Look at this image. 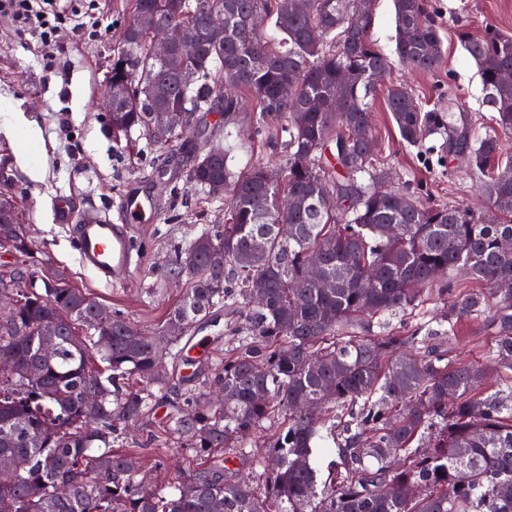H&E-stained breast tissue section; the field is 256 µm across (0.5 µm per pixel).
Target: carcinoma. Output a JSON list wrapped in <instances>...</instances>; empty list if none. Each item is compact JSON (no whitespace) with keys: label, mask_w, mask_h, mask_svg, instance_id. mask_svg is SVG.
<instances>
[{"label":"carcinoma","mask_w":512,"mask_h":512,"mask_svg":"<svg viewBox=\"0 0 512 512\" xmlns=\"http://www.w3.org/2000/svg\"><path fill=\"white\" fill-rule=\"evenodd\" d=\"M304 12L282 0H131L121 47L106 76L112 112L102 132L117 147L133 134L153 145L182 143L193 114L214 110L213 85L234 90L224 115L254 102V133L277 155L281 180L265 166L239 173L228 165L222 132L199 148L189 182L209 201H224V223L203 225L177 249L172 270L185 294L160 330L147 336L122 313L91 306L66 277L48 283L34 269L14 178L0 167V252L15 258L0 285L19 304L0 314V357L13 361L0 376V461L20 463L0 482L13 512H512V35L487 27L457 37L475 62L491 110L485 133L451 107H426L401 83L384 88L402 143L422 147L439 136L468 155L487 210L431 206L385 188L375 167L370 102L390 58L372 37L375 0H307ZM395 54L412 70L441 63V18L433 0H394ZM142 11L200 34L194 51L158 59L149 34L135 27ZM224 14V40L204 36L210 17ZM261 15L273 29L250 25ZM312 28L321 39H308ZM196 81L182 86L185 68ZM293 82L288 96L281 87ZM185 113V128L165 132L163 113ZM224 186L212 196L213 184ZM298 205L282 207L283 194ZM294 235L277 237L276 225ZM397 233L387 232L388 226ZM266 230L267 252L252 253ZM323 254L327 290L307 275L308 257ZM435 270L448 274L441 291L448 316L375 332V320L413 311L427 300ZM262 278L263 298L251 300ZM110 320L101 323L102 311ZM230 318L237 346L211 367L207 389H188L169 418L152 469H169L168 448L206 457L167 484L140 478L138 450L123 438L170 388L166 362L189 367L184 339L215 313ZM484 317L492 331L486 368L449 356L448 338L463 319ZM54 329V354H41ZM98 387L93 405L84 391ZM220 389L224 400L210 401ZM321 405L316 414L301 410ZM280 419L259 436L267 421ZM320 441L336 447L341 471L318 485L312 464ZM261 468L265 492L243 467ZM71 484L68 497L56 486ZM186 483L194 494L182 492Z\"/></svg>","instance_id":"carcinoma-1"}]
</instances>
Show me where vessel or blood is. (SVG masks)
Segmentation results:
<instances>
[{"mask_svg":"<svg viewBox=\"0 0 512 512\" xmlns=\"http://www.w3.org/2000/svg\"><path fill=\"white\" fill-rule=\"evenodd\" d=\"M122 218L112 223L101 214L73 217L59 204L57 220L70 225L82 268L105 286L127 283L134 273L133 231L155 220V206L146 192L130 190L121 199Z\"/></svg>","mask_w":512,"mask_h":512,"instance_id":"vessel-or-blood-1","label":"vessel or blood"}]
</instances>
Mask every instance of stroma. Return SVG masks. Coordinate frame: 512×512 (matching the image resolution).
<instances>
[{
    "mask_svg": "<svg viewBox=\"0 0 512 512\" xmlns=\"http://www.w3.org/2000/svg\"><path fill=\"white\" fill-rule=\"evenodd\" d=\"M442 13L441 66L433 72L413 71L392 63L387 81L406 84L422 101L451 97L455 112L466 113L475 131L490 115L483 107V87L474 61L466 54L456 29L481 33L492 25L512 34V0H435ZM74 10L59 25L50 50H42L35 35L19 31L15 21L0 14V102L12 114L10 127H0V159H8L14 174L18 207L34 244L40 269L63 272L69 285L121 311L143 333L157 331L181 300L185 285L166 270L193 227L220 224L224 205L202 206L200 196L184 180L195 157L193 145L210 143L213 132L226 129L239 142L229 165L239 171L258 163L274 165L263 139L247 119L225 126L220 112L196 113L186 147H160L140 141L116 150L101 132L100 103L121 25L129 17L127 0H73ZM378 137L380 167L387 187L433 206L467 205L480 210L484 201L477 182L461 157H427L401 143L383 99L371 105ZM38 130V175L21 162L28 146L27 129ZM142 185L158 209L156 220L140 225L134 241L140 267L120 287L93 281L81 267L66 225L55 219L58 202L73 213L94 209L111 220L129 187ZM491 343L483 319L459 323L448 349L453 357L478 360Z\"/></svg>",
    "mask_w": 512,
    "mask_h": 512,
    "instance_id": "35a3bbf8",
    "label": "stroma"
}]
</instances>
